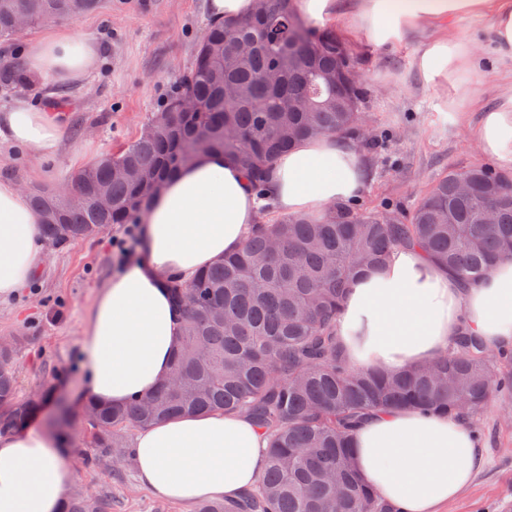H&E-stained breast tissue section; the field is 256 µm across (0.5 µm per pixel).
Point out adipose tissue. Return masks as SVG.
<instances>
[{
    "label": "adipose tissue",
    "mask_w": 512,
    "mask_h": 512,
    "mask_svg": "<svg viewBox=\"0 0 512 512\" xmlns=\"http://www.w3.org/2000/svg\"><path fill=\"white\" fill-rule=\"evenodd\" d=\"M306 20L342 19L345 36L381 48L411 44L414 66L432 87L474 70L476 54L451 21L487 19L486 46L499 93L480 107L471 134L480 150L512 169V0H296ZM99 45L90 36L56 31L29 40L23 56L37 94L79 84L92 74ZM63 130L50 107L22 96L0 113V145L56 156ZM367 163L346 135L297 141L271 164L264 191L222 153H207L167 181L141 218V257L98 293L81 352L85 386L99 400L121 404L154 391L171 371L182 336L170 280L197 272L239 249L265 209L291 216L323 214L361 198ZM41 215L26 192L0 181V304L32 281L46 252ZM488 349L512 351V260L460 285L416 247L396 248L378 270L355 280L336 334L348 365L398 371L434 360L461 331ZM267 436L245 415H187L139 430L134 459L139 479L158 496L184 504L236 499L252 490L264 465ZM353 463L390 512H440L459 498L484 465L465 419L418 409L375 412L353 430ZM74 471L41 429L0 435V512H61Z\"/></svg>",
    "instance_id": "adipose-tissue-1"
}]
</instances>
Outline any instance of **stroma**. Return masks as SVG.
Returning a JSON list of instances; mask_svg holds the SVG:
<instances>
[{
    "instance_id": "obj_1",
    "label": "stroma",
    "mask_w": 512,
    "mask_h": 512,
    "mask_svg": "<svg viewBox=\"0 0 512 512\" xmlns=\"http://www.w3.org/2000/svg\"><path fill=\"white\" fill-rule=\"evenodd\" d=\"M208 25L204 0H99L79 19L57 21V28L94 36L102 58L87 82L57 87L48 98L64 129L59 154L44 159L0 149V180L53 191L72 172L134 139L191 71ZM413 55L410 46L353 50L369 90L361 111L383 139L378 150L363 152L369 182L357 209L380 212L393 204L410 210L444 171L486 162L466 129L440 112L444 91L421 83ZM127 230L120 224L102 238L48 252L33 283L17 300L0 305V337L15 343L20 396L38 392L45 398L32 426L47 429L67 420L64 454L74 470L73 493L106 497L112 512H196L195 505L144 487L134 460L119 469L85 465L91 448L82 418L81 342L99 290L121 270L112 244ZM469 425L486 464L443 512H512V393L493 400Z\"/></svg>"
}]
</instances>
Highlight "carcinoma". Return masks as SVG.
I'll return each instance as SVG.
<instances>
[{
  "label": "carcinoma",
  "mask_w": 512,
  "mask_h": 512,
  "mask_svg": "<svg viewBox=\"0 0 512 512\" xmlns=\"http://www.w3.org/2000/svg\"><path fill=\"white\" fill-rule=\"evenodd\" d=\"M96 3L0 0V40L13 39L20 21L76 18ZM353 68L344 45L311 28L294 0H256L251 16L209 25L181 95L151 113L136 139L74 172L71 195L33 190L44 238L62 249L137 223L170 175L209 152L224 153L261 189L273 159L298 139L346 132L374 148ZM28 83L22 66L0 68L1 87ZM510 183L512 174L485 164L441 174L405 214L337 205L319 218L282 215L191 282H170L183 319L172 367L180 385L119 406L86 399L96 449L87 464L125 462L138 429L236 411L267 434L263 472L239 500H207L197 512H388L352 466L358 419L405 406L477 414L508 385L494 366H512V354H491L463 332L431 364L355 371L336 336L346 290L407 244L462 285L512 259ZM13 360L14 347H0V434L20 429L43 401L18 395ZM63 512H112V502L76 495Z\"/></svg>",
  "instance_id": "carcinoma-1"
}]
</instances>
